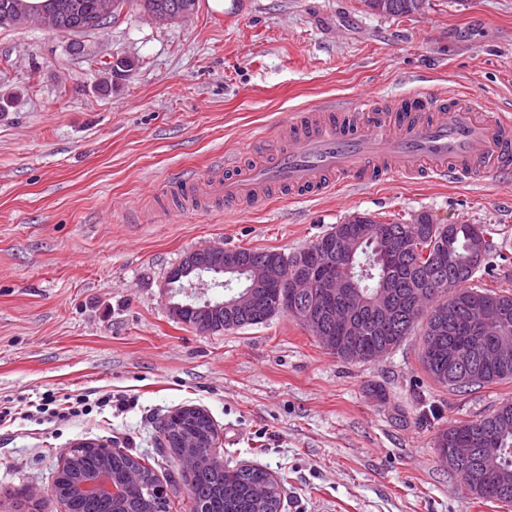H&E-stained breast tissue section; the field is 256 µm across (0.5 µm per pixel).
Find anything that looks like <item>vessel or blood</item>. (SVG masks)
<instances>
[{"instance_id":"obj_1","label":"vessel or blood","mask_w":512,"mask_h":512,"mask_svg":"<svg viewBox=\"0 0 512 512\" xmlns=\"http://www.w3.org/2000/svg\"><path fill=\"white\" fill-rule=\"evenodd\" d=\"M248 153L249 162L175 185L182 210L219 203L242 210L277 187L311 199L334 192L340 176L359 186L395 175L456 183L510 176L512 113L419 90L383 108L372 98L356 105L329 100L262 134Z\"/></svg>"}]
</instances>
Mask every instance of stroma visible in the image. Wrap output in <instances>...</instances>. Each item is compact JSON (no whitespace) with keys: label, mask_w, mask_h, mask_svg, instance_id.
I'll return each instance as SVG.
<instances>
[{"label":"stroma","mask_w":512,"mask_h":512,"mask_svg":"<svg viewBox=\"0 0 512 512\" xmlns=\"http://www.w3.org/2000/svg\"><path fill=\"white\" fill-rule=\"evenodd\" d=\"M85 54L35 26H0V409L88 396L89 415L0 424V512H64L52 486L79 441L153 453L157 423L207 410L226 461L285 478L282 512H512L475 498L437 433L512 400V381L436 384L414 334L372 362L337 360L291 315L212 334L171 310L169 271L207 244L301 251L362 214L491 224L512 242V177L343 182L316 200L167 208L166 193L262 127L311 104L418 86L512 106V0H427L391 17L365 0H197L190 18L135 10ZM134 67L101 92L104 61ZM113 405H105V397Z\"/></svg>","instance_id":"stroma-1"}]
</instances>
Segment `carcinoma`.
<instances>
[{"label": "carcinoma", "instance_id": "carcinoma-1", "mask_svg": "<svg viewBox=\"0 0 512 512\" xmlns=\"http://www.w3.org/2000/svg\"><path fill=\"white\" fill-rule=\"evenodd\" d=\"M196 0H124L128 8H136L142 13L148 11L177 12L191 15ZM107 0H49L46 12L31 13L24 0H0V25H27L38 23L47 27L61 38L76 34L83 36L92 33L85 28L88 19H99L97 29L110 25L120 13L104 11ZM415 223L406 224L393 221L385 225L387 234L406 237L416 241V249L409 252L395 265H384L375 260V244L365 242L354 260V272L362 296L370 298L382 288H396L404 306L416 301L418 292L427 290L432 298L429 302L412 311L396 314L393 328L386 332L365 330L353 344L350 337L339 328L336 332V348L328 350L342 362H371L375 351L385 345L396 348L415 329L419 320H425L423 336H428L434 327L439 313L448 308V289L436 288L440 278L455 277L458 284L454 318L445 322L442 332L445 341L463 347H489L501 337L512 338V322L506 330L488 322L484 331H474L466 323L468 302L478 297L490 307L508 305L512 309V294L496 292L474 284L477 274L485 264L478 266L470 260L473 241L478 237L486 239L485 256L496 255L507 261L508 255L495 245L493 228L485 224H439L433 216L422 212L414 217ZM444 231L448 236V260H439L425 255L429 243L425 239L430 230ZM246 261L263 264L271 260L293 261L294 255L278 251H262L239 248ZM282 291L277 288H262L256 291L255 308L248 316L224 312V308L214 306L212 321L223 328L239 329L265 323L281 312ZM421 363L425 372L439 385L456 392H467L501 381L512 380V363L502 367L488 363L483 367L476 381L460 384L448 383V351L439 354L421 351ZM496 420H506L512 424V401L502 403L493 413L476 420L460 421L440 431L436 437V448L444 452L449 448L467 447L495 448L497 452L488 458L486 467L502 473H512V430L493 426ZM164 447L158 449L159 456L168 452L181 454L182 442L196 439L208 443L214 438V424L208 413L198 408H184L165 418L160 426ZM211 463L197 469L185 480L189 502L195 512H281V490L285 480L276 479L266 468L257 465L230 466L224 463V456L215 454L208 448ZM107 470L119 492L112 495H93L81 492L77 485L91 475ZM169 487V493L158 496L156 489L161 485ZM175 474L166 475L161 482L149 458L135 457L123 448H78L65 461L58 471L53 490L62 502L65 512H169L170 493L176 491Z\"/></svg>", "mask_w": 512, "mask_h": 512}]
</instances>
